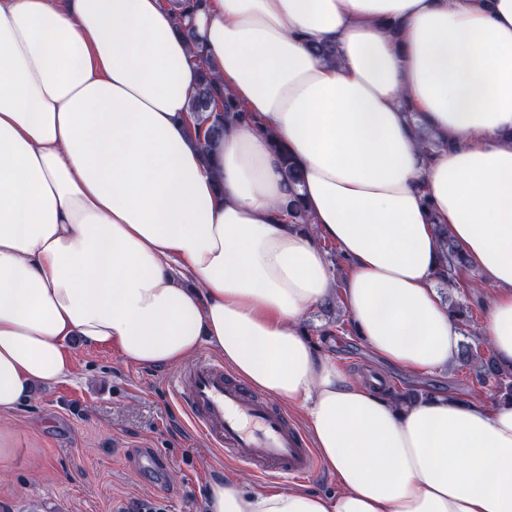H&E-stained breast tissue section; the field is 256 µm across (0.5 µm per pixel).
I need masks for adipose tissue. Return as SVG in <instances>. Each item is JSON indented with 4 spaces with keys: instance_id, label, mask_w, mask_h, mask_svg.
<instances>
[{
    "instance_id": "1",
    "label": "adipose tissue",
    "mask_w": 512,
    "mask_h": 512,
    "mask_svg": "<svg viewBox=\"0 0 512 512\" xmlns=\"http://www.w3.org/2000/svg\"><path fill=\"white\" fill-rule=\"evenodd\" d=\"M193 22L256 118L207 158L169 0H0V412L65 377L74 339L145 368L206 346L300 411L336 480L218 479L206 512H512V404L397 409L300 326L338 293L380 360L455 364L433 277L445 224L494 290L483 336L512 365V0H207ZM412 112L451 148L424 160ZM287 156L314 231L278 213Z\"/></svg>"
}]
</instances>
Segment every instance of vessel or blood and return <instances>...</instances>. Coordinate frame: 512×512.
Returning a JSON list of instances; mask_svg holds the SVG:
<instances>
[{"mask_svg":"<svg viewBox=\"0 0 512 512\" xmlns=\"http://www.w3.org/2000/svg\"><path fill=\"white\" fill-rule=\"evenodd\" d=\"M170 386L211 447L252 469L260 480H303L314 473V452L286 413L228 378L223 363L200 359L173 377Z\"/></svg>","mask_w":512,"mask_h":512,"instance_id":"1","label":"vessel or blood"}]
</instances>
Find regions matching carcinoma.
<instances>
[{
    "label": "carcinoma",
    "mask_w": 512,
    "mask_h": 512,
    "mask_svg": "<svg viewBox=\"0 0 512 512\" xmlns=\"http://www.w3.org/2000/svg\"><path fill=\"white\" fill-rule=\"evenodd\" d=\"M205 0H177L179 6V26L184 28L186 37L192 43L197 60L200 63L199 79L190 101L188 132L200 144L205 155H210L213 146L224 138V132L232 125L242 122H253L255 118L246 114L233 98L224 92V84L213 75L204 59V47L198 42L194 27L190 20L199 12ZM421 151L429 157L435 152L450 146V141L436 136L425 128L417 131ZM285 175L291 185L288 201L282 205V213L288 223L305 229L312 227L311 218L302 200L297 186L301 183L300 169L289 157H283ZM439 241L440 260L434 271L438 286L448 289L460 288L458 272L469 267V261L463 254L446 224L434 225ZM449 315L457 322L464 337L468 341L461 344L459 362L462 366L473 368L479 380L494 379L499 397L512 399V367L504 368L494 356L483 357L469 340L480 342L479 336L472 332L474 324L470 307L462 301H450ZM390 399L396 404L414 402L420 398L430 397L426 390L407 389L402 392L389 393Z\"/></svg>",
    "instance_id": "carcinoma-1"
}]
</instances>
